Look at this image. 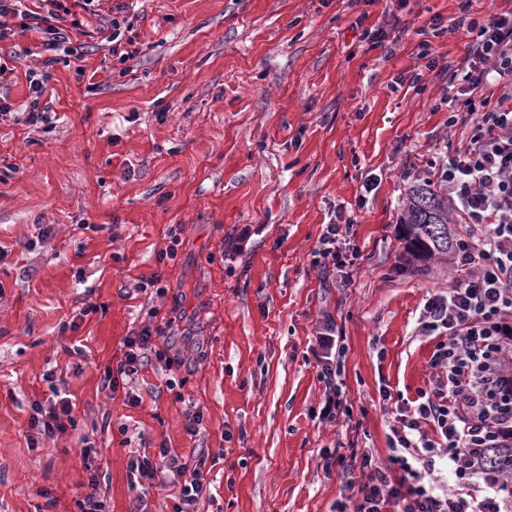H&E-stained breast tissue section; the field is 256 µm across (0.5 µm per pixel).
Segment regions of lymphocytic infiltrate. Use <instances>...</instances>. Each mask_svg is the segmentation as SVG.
<instances>
[{"label":"lymphocytic infiltrate","mask_w":512,"mask_h":512,"mask_svg":"<svg viewBox=\"0 0 512 512\" xmlns=\"http://www.w3.org/2000/svg\"><path fill=\"white\" fill-rule=\"evenodd\" d=\"M475 30L465 66L449 74L466 96L469 130L438 171L467 230L456 239L448 289L426 299L414 330L439 338L433 376L390 423L387 464L361 453L365 480L338 512H512L503 477L484 465L489 449L512 441V12L490 15ZM496 83L499 96L482 98ZM355 238L353 224H328L313 250L315 264L334 269L343 285L352 280ZM313 354L326 389L322 419L349 415L336 380L345 348L330 312L316 325ZM154 360L174 366L144 325L125 338L116 364L106 366L105 387L116 390L120 377ZM73 408L68 394L50 385L48 397L32 403L30 427L39 439H55L75 427ZM445 467L453 481L443 485L437 474ZM132 469L143 487L176 488L173 512H197L210 488L201 466L181 463L164 447L137 455Z\"/></svg>","instance_id":"f902f5d3"}]
</instances>
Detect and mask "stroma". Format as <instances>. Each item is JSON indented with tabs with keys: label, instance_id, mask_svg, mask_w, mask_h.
I'll return each instance as SVG.
<instances>
[{
	"label": "stroma",
	"instance_id": "1",
	"mask_svg": "<svg viewBox=\"0 0 512 512\" xmlns=\"http://www.w3.org/2000/svg\"><path fill=\"white\" fill-rule=\"evenodd\" d=\"M119 3L123 63L109 40ZM458 5L103 0L78 12L49 67L46 121L0 117V512H45L52 498L54 512H78L92 475L107 512L140 498L172 512V490H142L130 473L137 449L161 446L208 470L198 512H336L363 476L325 474L322 449L387 458L394 398L414 400L432 376L438 339L414 335L416 319L451 277L446 264L408 266L400 218L408 187L436 180L468 131L456 87L418 56L425 44L430 59L464 64L475 35ZM7 26L0 94L21 112L42 35ZM348 220L360 253L341 287L312 250L323 225ZM174 225L182 244L160 261ZM155 274L159 289L138 291ZM324 310L352 405L331 422L312 353ZM143 324L176 372L155 362L104 389ZM50 373L76 426L35 448L31 403ZM171 375L181 387H166Z\"/></svg>",
	"mask_w": 512,
	"mask_h": 512
}]
</instances>
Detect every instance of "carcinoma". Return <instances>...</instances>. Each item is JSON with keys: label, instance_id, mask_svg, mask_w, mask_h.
<instances>
[{"label": "carcinoma", "instance_id": "1", "mask_svg": "<svg viewBox=\"0 0 512 512\" xmlns=\"http://www.w3.org/2000/svg\"><path fill=\"white\" fill-rule=\"evenodd\" d=\"M453 221L455 213L448 203L447 191L428 182L409 187L402 216L407 263L415 267L432 259L453 258L454 238L449 232ZM487 463L503 474L512 473V443L492 449Z\"/></svg>", "mask_w": 512, "mask_h": 512}]
</instances>
